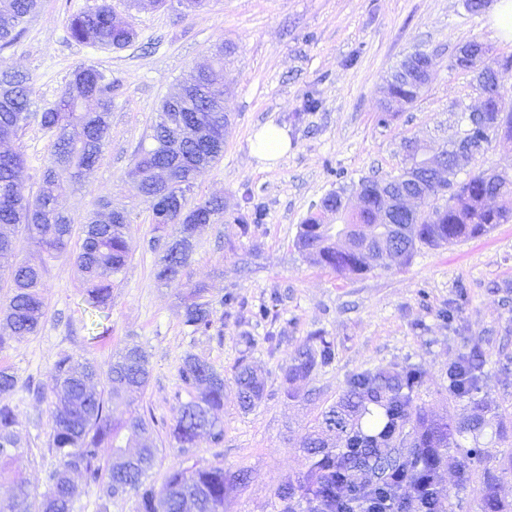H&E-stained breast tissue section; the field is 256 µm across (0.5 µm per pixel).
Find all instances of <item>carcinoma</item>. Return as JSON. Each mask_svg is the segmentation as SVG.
<instances>
[{"instance_id": "cac0c4a2", "label": "carcinoma", "mask_w": 512, "mask_h": 512, "mask_svg": "<svg viewBox=\"0 0 512 512\" xmlns=\"http://www.w3.org/2000/svg\"><path fill=\"white\" fill-rule=\"evenodd\" d=\"M40 0H0V51L16 43ZM70 36L78 43L122 49L137 32L128 20L112 10L108 0L68 18ZM217 49V64L198 67L182 82L184 98L178 111L185 113L183 125L165 130L173 104L163 101L157 119L140 142L128 175L138 183L144 202L152 211L157 235L150 249L161 252L154 277L169 283L182 274L193 252L200 224L185 219L209 214L214 221L224 213L218 197H192L195 179L224 154V141L216 130L224 127V113L210 111L214 99H224V54ZM424 66L393 71L385 80L377 124L388 126L397 116L392 104H410L426 88ZM118 79L94 65L76 68L64 92L41 112V125L54 137L53 149L41 173V186L32 196L26 192L21 172L23 154L6 147L26 126L30 107V77L7 69L0 72V273L7 276L12 292L0 309V348L11 339L39 333L46 315L41 293L40 267L15 260V229L22 225L28 236L50 254L65 250L73 224L59 208L58 199L69 188L84 181L98 162L109 135L112 89ZM499 108L493 119L512 136V108L506 106L503 89L494 93ZM410 166L387 178L393 192L424 194L421 209L410 222H391L392 210L372 179L339 184L322 198V210L310 214L300 229L295 246L312 263L341 275H360L387 268L394 261L408 263L418 246L440 247L477 238L494 225L512 218V178L500 179L496 171L484 169L463 180L448 171V192L426 180L429 158L414 152L416 142L404 141ZM169 168L168 197L176 210L164 214L152 201L157 168ZM501 199L490 206L487 196ZM334 214L339 224L324 223ZM90 214L82 228L79 250L73 264L81 277L87 303L98 310L112 303V282L122 274L129 259L130 228L126 209ZM262 220V210L237 217L240 235L249 236L251 225ZM177 226L169 238L165 228ZM207 288L194 287L185 302L183 322L193 333L209 334L213 310L205 300ZM335 358L332 343L311 336L297 350L286 369L290 382L309 378L320 366ZM485 360L475 349L464 352L448 367V392L467 401L460 421L438 417L414 404L413 393L420 382L414 367L378 368L353 376L336 401L322 414L318 429L309 435L304 469L297 481H286L278 497L290 501L300 496L317 501L322 512H347L363 507L360 494L408 488L400 512H452L450 494L442 484V469L448 451L459 450V438L468 435L474 447L468 459L484 454L479 441L490 424L488 407L475 394L480 389ZM54 397L49 447L58 466L44 491L33 493L27 483L16 480L15 492L0 500V512H76L75 504L85 490L97 489L99 512H108L115 498L132 497L136 512H224L227 491L237 477L224 472L220 463L190 466L180 461L170 467L157 487L149 481L156 446L153 418L132 409L134 395L149 382V360L138 347L117 354L106 371L107 386L98 388L99 368L92 362L60 357L53 368ZM182 386L190 400L181 404L169 427L179 455L191 458L202 437L218 445L224 441V425L218 412L224 409V376L207 362L189 355L179 367ZM17 376L0 368V476L4 465L20 456L21 441L15 431L16 413L11 398ZM239 405L252 409L264 391V381L248 364L236 368ZM83 478L78 485L74 477ZM481 499L486 512H504L496 485L484 483Z\"/></svg>"}]
</instances>
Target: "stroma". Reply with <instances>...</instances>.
<instances>
[{"label": "stroma", "mask_w": 512, "mask_h": 512, "mask_svg": "<svg viewBox=\"0 0 512 512\" xmlns=\"http://www.w3.org/2000/svg\"><path fill=\"white\" fill-rule=\"evenodd\" d=\"M95 2L41 0L23 37L0 52V69L28 73L34 89L32 118L15 143L32 193L52 144L38 113L58 99L78 66L93 64L118 77L100 161L60 204L79 228L97 197L106 195L126 205L132 227L128 266L114 282L104 318L86 302L72 263L79 239L69 251L50 255L25 231L17 233L20 258L44 268L46 304L37 335L0 349V368L18 377L12 403L23 444L20 476L41 489L58 464L49 448L52 373L64 352L103 368L124 347L146 352L151 377L137 403L157 421V483L178 460L169 426L189 399L178 380L179 363L189 354L208 362L224 376V441L200 439L195 457L221 463L229 473L248 472L244 484L229 490L224 512H281L278 484L302 469L304 437L354 374L418 368L416 403L458 420L466 409L448 393V366L476 347L487 362L480 395L506 428L477 442L485 453L472 464L470 484L452 490V512H484L480 488L488 475L511 505L512 221L362 275L312 265L294 244L299 225L337 182L398 174L404 140L436 148L457 137L481 101L474 74L451 66L457 50L475 40L491 57L512 55V41L496 35L489 12L471 13L463 0H209L191 12L108 0L117 14L130 17L138 37L125 48L103 49L74 41L67 27L69 15ZM225 43L234 45L235 55L226 75L224 154L198 176L194 191L199 198L222 197L224 216L200 232L182 277L162 285L153 275L158 255L148 247L151 211L128 171L159 103ZM416 50L432 57L430 83L390 126H378L384 79ZM311 96L317 109L305 106ZM269 121L287 130L291 147L275 165L264 166L251 155L249 139ZM255 204L264 219L250 236H240L233 217ZM198 283L206 284L213 302L215 323L207 336L183 323V299ZM228 293L237 304L223 305ZM262 306L270 314L259 321L253 313ZM451 306L453 320L443 319ZM318 332L333 342L336 358L298 382L299 398H288L285 370ZM241 362L257 367L265 381L261 400L248 411L235 396L234 368Z\"/></svg>", "instance_id": "35a3bbf8"}]
</instances>
